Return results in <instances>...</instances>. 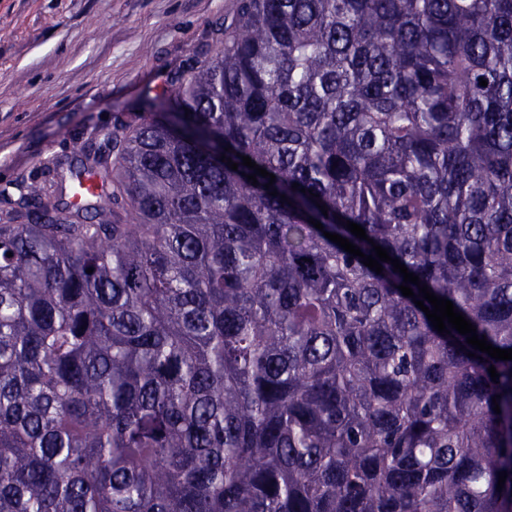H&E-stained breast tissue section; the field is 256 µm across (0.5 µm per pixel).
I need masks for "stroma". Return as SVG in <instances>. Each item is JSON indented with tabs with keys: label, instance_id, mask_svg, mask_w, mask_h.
<instances>
[{
	"label": "stroma",
	"instance_id": "stroma-1",
	"mask_svg": "<svg viewBox=\"0 0 512 512\" xmlns=\"http://www.w3.org/2000/svg\"><path fill=\"white\" fill-rule=\"evenodd\" d=\"M229 0H0V189L104 144L214 54Z\"/></svg>",
	"mask_w": 512,
	"mask_h": 512
}]
</instances>
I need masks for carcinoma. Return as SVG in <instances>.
Returning <instances> with one entry per match:
<instances>
[{
  "instance_id": "cac0c4a2",
  "label": "carcinoma",
  "mask_w": 512,
  "mask_h": 512,
  "mask_svg": "<svg viewBox=\"0 0 512 512\" xmlns=\"http://www.w3.org/2000/svg\"><path fill=\"white\" fill-rule=\"evenodd\" d=\"M229 16L0 218V512H512V360L324 236L512 348V0Z\"/></svg>"
}]
</instances>
